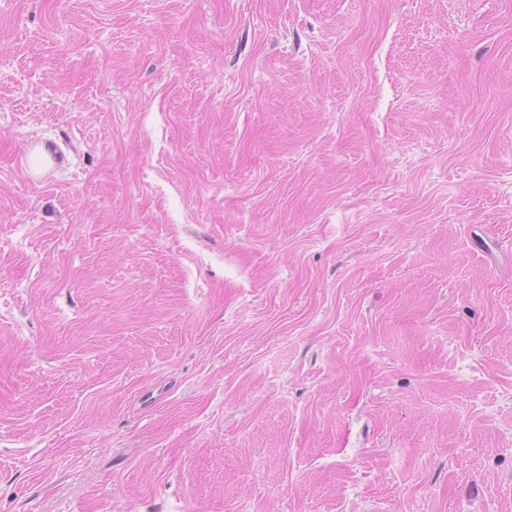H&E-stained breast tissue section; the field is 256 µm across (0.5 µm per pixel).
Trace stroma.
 I'll list each match as a JSON object with an SVG mask.
<instances>
[{"label": "stroma", "mask_w": 512, "mask_h": 512, "mask_svg": "<svg viewBox=\"0 0 512 512\" xmlns=\"http://www.w3.org/2000/svg\"><path fill=\"white\" fill-rule=\"evenodd\" d=\"M0 512H512V0H0Z\"/></svg>", "instance_id": "35a3bbf8"}]
</instances>
